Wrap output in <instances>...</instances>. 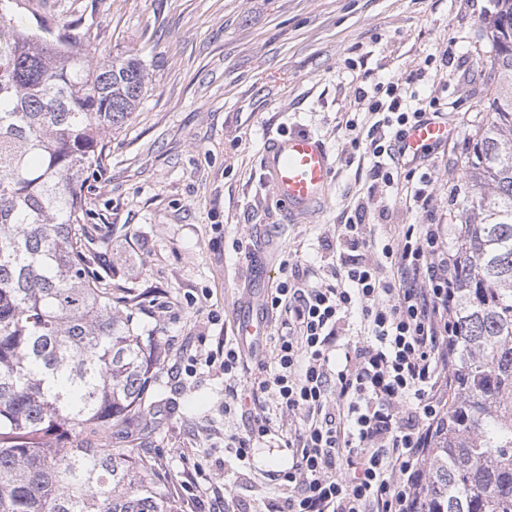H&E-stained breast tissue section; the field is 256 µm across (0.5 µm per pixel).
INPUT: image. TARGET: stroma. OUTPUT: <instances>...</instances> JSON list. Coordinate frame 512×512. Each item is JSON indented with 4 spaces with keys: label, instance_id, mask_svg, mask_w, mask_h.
Listing matches in <instances>:
<instances>
[{
    "label": "stroma",
    "instance_id": "stroma-1",
    "mask_svg": "<svg viewBox=\"0 0 512 512\" xmlns=\"http://www.w3.org/2000/svg\"><path fill=\"white\" fill-rule=\"evenodd\" d=\"M493 13L494 0H17L16 21L77 29L95 59L137 52L149 73L86 198L90 248L113 286L143 294L135 321L159 344L148 390L156 430L137 445L159 464L175 512L192 508L187 471L224 495L229 512H264L272 473L288 465L287 449L264 441L248 464L225 447L249 414L225 413L224 394L249 372L230 380L205 363L252 299L276 288L281 261L299 283L325 284L341 265L335 242L349 217L361 215L378 245L420 220L405 199L406 171L376 187L352 144L379 119L357 87L409 80L416 107L453 127L419 169L440 184L433 221L454 223L449 192L463 185L486 118ZM294 130L321 137L334 161L327 203L302 224L269 198L260 169L267 139Z\"/></svg>",
    "mask_w": 512,
    "mask_h": 512
}]
</instances>
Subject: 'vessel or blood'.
Masks as SVG:
<instances>
[{
    "label": "vessel or blood",
    "mask_w": 512,
    "mask_h": 512,
    "mask_svg": "<svg viewBox=\"0 0 512 512\" xmlns=\"http://www.w3.org/2000/svg\"><path fill=\"white\" fill-rule=\"evenodd\" d=\"M452 130L447 122L427 119L409 130L402 142L406 155H423L447 142ZM333 168L332 157L315 135L297 131L270 138L263 151V184L270 198L291 220H305L325 199Z\"/></svg>",
    "instance_id": "obj_1"
}]
</instances>
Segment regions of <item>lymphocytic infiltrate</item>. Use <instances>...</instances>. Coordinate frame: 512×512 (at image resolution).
<instances>
[{
	"mask_svg": "<svg viewBox=\"0 0 512 512\" xmlns=\"http://www.w3.org/2000/svg\"><path fill=\"white\" fill-rule=\"evenodd\" d=\"M386 100L368 103L383 119L368 131L372 176L390 187L400 154L396 142L421 121L405 111L404 88L387 82ZM422 173L410 197L422 221L384 243L375 257L360 221L347 220L349 252L336 281L298 287L283 277L263 303L288 316L273 338L270 360L257 363L247 391L254 406L247 429L229 435L228 447L249 460L255 442L278 432L279 415L300 417L284 442L287 469L277 471L272 512H419L426 465L447 410L450 338L448 230L431 222L435 189ZM394 271L392 280L378 276ZM360 311L370 343L343 347L342 330Z\"/></svg>",
	"mask_w": 512,
	"mask_h": 512,
	"instance_id": "obj_1",
	"label": "lymphocytic infiltrate"
}]
</instances>
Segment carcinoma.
Returning a JSON list of instances; mask_svg holds the SVG:
<instances>
[{
  "label": "carcinoma",
  "mask_w": 512,
  "mask_h": 512,
  "mask_svg": "<svg viewBox=\"0 0 512 512\" xmlns=\"http://www.w3.org/2000/svg\"><path fill=\"white\" fill-rule=\"evenodd\" d=\"M488 121L465 157L448 409L422 512H512V0H495ZM0 6V512H174L147 429L155 338L141 295L92 252L84 190L138 108L137 54L90 61L81 38ZM117 432L115 442L99 435Z\"/></svg>",
  "instance_id": "obj_1"
}]
</instances>
